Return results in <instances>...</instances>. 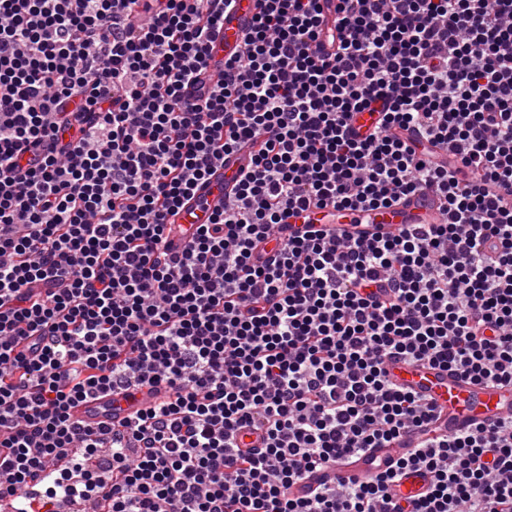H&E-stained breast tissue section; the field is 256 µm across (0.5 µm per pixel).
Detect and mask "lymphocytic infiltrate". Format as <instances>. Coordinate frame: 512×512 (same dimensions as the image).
Listing matches in <instances>:
<instances>
[{
	"instance_id": "obj_1",
	"label": "lymphocytic infiltrate",
	"mask_w": 512,
	"mask_h": 512,
	"mask_svg": "<svg viewBox=\"0 0 512 512\" xmlns=\"http://www.w3.org/2000/svg\"><path fill=\"white\" fill-rule=\"evenodd\" d=\"M231 3L0 0V502L47 477L27 512H512V419L439 434L385 370L512 385V0H266L210 80ZM253 139L169 252V215ZM424 189L444 223L282 234ZM145 386L167 401L71 416ZM410 429L393 469L292 496ZM412 469L432 483L403 501ZM253 154L251 145L246 144L224 156V164H218L198 184L194 193L183 201L182 207L171 218V224H180L186 230L182 236L174 237L175 244L181 249L197 227L204 224L208 217L223 208L224 195L234 186V178L242 167L249 163ZM148 399L147 387L127 395L97 392L77 403L71 411L82 423L112 424L133 415Z\"/></svg>"
}]
</instances>
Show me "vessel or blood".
Instances as JSON below:
<instances>
[{
  "instance_id": "vessel-or-blood-1",
  "label": "vessel or blood",
  "mask_w": 512,
  "mask_h": 512,
  "mask_svg": "<svg viewBox=\"0 0 512 512\" xmlns=\"http://www.w3.org/2000/svg\"><path fill=\"white\" fill-rule=\"evenodd\" d=\"M260 8L261 0H234L223 26L216 28L212 35V66L220 67L236 58L242 38ZM251 154L252 149L246 144L225 155L223 163L214 166L194 193L184 200L173 218L174 223L185 230L184 235L176 237L177 245H184L197 225L222 209L225 195L232 189L240 169L247 166ZM441 219L435 196L424 190L380 209L295 208L289 211L285 223L292 232L312 224L336 229L340 234L349 232L368 237L376 232L394 233L409 224H436ZM386 368L398 387L427 398L434 409L435 423L445 435L512 418V386L479 383L453 370L400 359L387 361ZM148 398L149 390L145 387L127 394L98 392L77 403L72 412L84 423H115L133 415ZM420 440L419 431L404 432L387 447L373 449L370 456L315 473L308 484L294 486L293 492L301 496L307 486L321 482L368 478L376 469L386 468L408 449L417 447ZM430 481V475L424 471L410 472L401 480L396 493L401 497L420 496Z\"/></svg>"
}]
</instances>
